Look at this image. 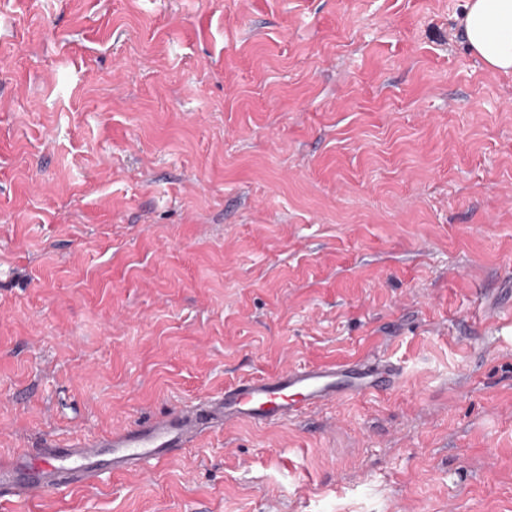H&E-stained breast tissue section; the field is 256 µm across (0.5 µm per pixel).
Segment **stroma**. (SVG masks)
Instances as JSON below:
<instances>
[{"instance_id":"1","label":"stroma","mask_w":512,"mask_h":512,"mask_svg":"<svg viewBox=\"0 0 512 512\" xmlns=\"http://www.w3.org/2000/svg\"><path fill=\"white\" fill-rule=\"evenodd\" d=\"M466 4L0 0L1 456L402 372L0 512H512V74Z\"/></svg>"}]
</instances>
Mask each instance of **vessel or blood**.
I'll list each match as a JSON object with an SVG mask.
<instances>
[{"instance_id": "vessel-or-blood-1", "label": "vessel or blood", "mask_w": 512, "mask_h": 512, "mask_svg": "<svg viewBox=\"0 0 512 512\" xmlns=\"http://www.w3.org/2000/svg\"><path fill=\"white\" fill-rule=\"evenodd\" d=\"M401 379L391 362L349 360L238 380L216 400L155 417L105 436H76L27 455L0 457V498L36 497L50 490L89 485L105 473L138 470L171 458L206 432L225 424H266L293 418L355 394L390 389Z\"/></svg>"}]
</instances>
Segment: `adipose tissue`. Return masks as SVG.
Here are the masks:
<instances>
[{
    "label": "adipose tissue",
    "instance_id": "obj_1",
    "mask_svg": "<svg viewBox=\"0 0 512 512\" xmlns=\"http://www.w3.org/2000/svg\"><path fill=\"white\" fill-rule=\"evenodd\" d=\"M463 26L470 49L488 69L512 72V0H468Z\"/></svg>",
    "mask_w": 512,
    "mask_h": 512
}]
</instances>
